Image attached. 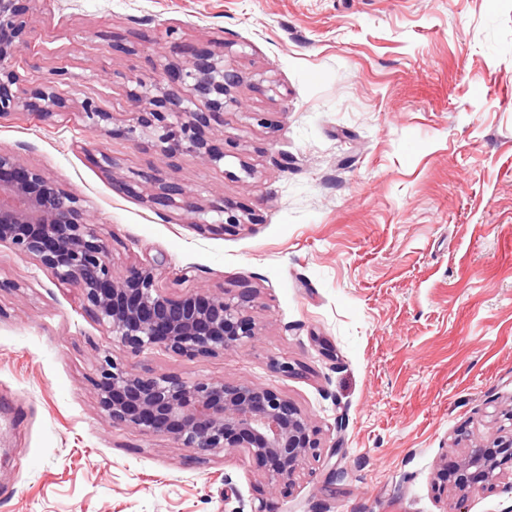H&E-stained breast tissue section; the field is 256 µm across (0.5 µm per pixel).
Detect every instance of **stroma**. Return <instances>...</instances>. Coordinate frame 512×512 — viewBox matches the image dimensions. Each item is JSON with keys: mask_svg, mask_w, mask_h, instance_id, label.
<instances>
[{"mask_svg": "<svg viewBox=\"0 0 512 512\" xmlns=\"http://www.w3.org/2000/svg\"><path fill=\"white\" fill-rule=\"evenodd\" d=\"M219 43L244 77L224 160L185 153L167 175L234 204L224 233L122 190L160 165L150 141L0 120V151L87 199L115 271L164 261L170 292L246 298L256 323L217 356L116 361L307 414L320 456L278 512H507V483L460 502L435 479L443 455L512 433V0H38L20 73L64 72L123 120L136 79ZM78 296L0 246V512H250L268 489L246 454L107 419L90 383L107 338Z\"/></svg>", "mask_w": 512, "mask_h": 512, "instance_id": "stroma-1", "label": "stroma"}]
</instances>
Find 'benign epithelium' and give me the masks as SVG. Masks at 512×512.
<instances>
[{
  "instance_id": "7a95c632",
  "label": "benign epithelium",
  "mask_w": 512,
  "mask_h": 512,
  "mask_svg": "<svg viewBox=\"0 0 512 512\" xmlns=\"http://www.w3.org/2000/svg\"><path fill=\"white\" fill-rule=\"evenodd\" d=\"M34 0H0V119L33 115L41 121L77 116L113 138L150 134L156 152L170 160L191 153L206 165L224 160V147L212 121L224 117V102H236L231 88L242 76L225 58L224 48H202L185 59H165L156 78L136 80L131 97L140 104L134 124L118 125L113 114L86 99L75 105L60 90L61 79L45 85L21 83L20 64H29ZM162 201L198 217V230L224 232L239 223L222 196L203 205L186 189L159 174L145 177ZM213 214L214 222L205 219ZM51 271L80 289L81 308L111 340L102 350L92 393L114 424L174 440L201 456L245 451L254 459L271 491L288 490L309 458L320 457L318 430L288 399L248 384L188 382L174 375L132 372L113 356L114 348L133 354L160 348L194 359L250 343L256 326L245 300L222 292L191 291L174 296L159 285L163 262L135 264L117 274L106 236L87 201L67 185L51 180L14 152L0 151V245ZM512 463V434L494 447L475 446L440 459L438 477L465 495L501 482V467Z\"/></svg>"
}]
</instances>
